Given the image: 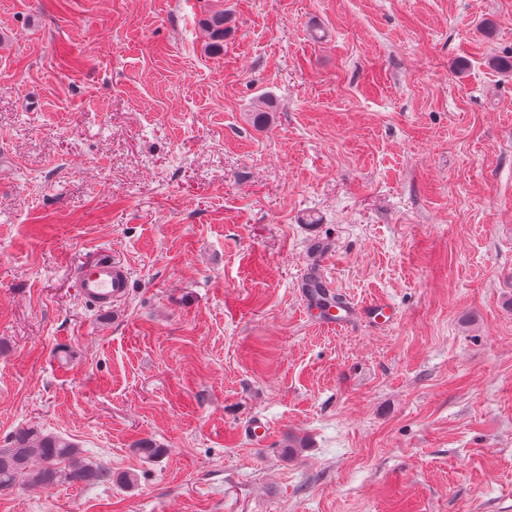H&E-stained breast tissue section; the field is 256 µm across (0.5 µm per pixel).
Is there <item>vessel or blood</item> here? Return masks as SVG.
<instances>
[{
    "label": "vessel or blood",
    "instance_id": "1",
    "mask_svg": "<svg viewBox=\"0 0 512 512\" xmlns=\"http://www.w3.org/2000/svg\"><path fill=\"white\" fill-rule=\"evenodd\" d=\"M130 280L127 265L106 251L93 264L80 267L75 277L80 297L101 312L111 310L126 296ZM299 288L307 313L330 328L345 329L364 320L386 321L394 313L393 305L386 300L335 303L331 281L319 272L303 276Z\"/></svg>",
    "mask_w": 512,
    "mask_h": 512
}]
</instances>
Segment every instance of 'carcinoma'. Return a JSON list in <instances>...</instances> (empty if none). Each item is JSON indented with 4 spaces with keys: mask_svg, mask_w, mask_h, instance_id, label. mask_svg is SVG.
Segmentation results:
<instances>
[{
    "mask_svg": "<svg viewBox=\"0 0 512 512\" xmlns=\"http://www.w3.org/2000/svg\"><path fill=\"white\" fill-rule=\"evenodd\" d=\"M226 17L218 11L204 20L215 49L223 47ZM112 470L86 461L80 449L63 437L20 428L0 448V491L36 489L48 485H103Z\"/></svg>",
    "mask_w": 512,
    "mask_h": 512,
    "instance_id": "carcinoma-1",
    "label": "carcinoma"
}]
</instances>
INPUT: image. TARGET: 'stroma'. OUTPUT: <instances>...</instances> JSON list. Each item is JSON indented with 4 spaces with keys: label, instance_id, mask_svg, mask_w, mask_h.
<instances>
[{
    "label": "stroma",
    "instance_id": "35a3bbf8",
    "mask_svg": "<svg viewBox=\"0 0 512 512\" xmlns=\"http://www.w3.org/2000/svg\"><path fill=\"white\" fill-rule=\"evenodd\" d=\"M511 56L512 0H0V446L137 477L0 512H512ZM130 280L127 265L106 251L93 264L81 266L75 277L80 297L100 312H108L126 296ZM300 294L304 300L307 313L329 328L345 329L360 321H387L394 313L393 305L386 300L370 303H341L334 295L332 282L322 273H307L300 280Z\"/></svg>",
    "mask_w": 512,
    "mask_h": 512
}]
</instances>
